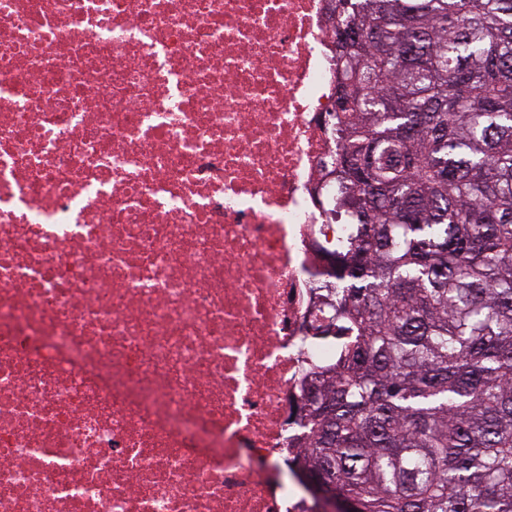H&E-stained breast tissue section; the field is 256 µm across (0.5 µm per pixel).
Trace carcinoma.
<instances>
[{
  "mask_svg": "<svg viewBox=\"0 0 512 512\" xmlns=\"http://www.w3.org/2000/svg\"><path fill=\"white\" fill-rule=\"evenodd\" d=\"M350 218L291 470L350 512H512V0H337Z\"/></svg>",
  "mask_w": 512,
  "mask_h": 512,
  "instance_id": "cac0c4a2",
  "label": "carcinoma"
}]
</instances>
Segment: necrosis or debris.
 Here are the masks:
<instances>
[{
	"label": "necrosis or debris",
	"mask_w": 512,
	"mask_h": 512,
	"mask_svg": "<svg viewBox=\"0 0 512 512\" xmlns=\"http://www.w3.org/2000/svg\"><path fill=\"white\" fill-rule=\"evenodd\" d=\"M331 0H0V512H312Z\"/></svg>",
	"instance_id": "necrosis-or-debris-1"
}]
</instances>
